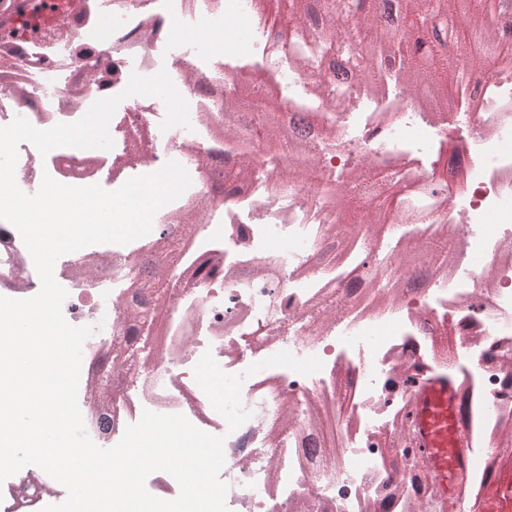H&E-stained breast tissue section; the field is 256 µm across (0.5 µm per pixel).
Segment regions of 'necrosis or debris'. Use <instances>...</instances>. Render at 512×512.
<instances>
[{
	"label": "necrosis or debris",
	"mask_w": 512,
	"mask_h": 512,
	"mask_svg": "<svg viewBox=\"0 0 512 512\" xmlns=\"http://www.w3.org/2000/svg\"><path fill=\"white\" fill-rule=\"evenodd\" d=\"M274 0H69L34 30L35 0H0V126L17 115L36 128L79 120L98 99L122 92L132 69L159 71L156 54L179 32L209 40L219 21L246 23L265 86L294 94L278 115L311 116L316 178L287 177L299 164L283 144L227 129L226 91L239 68L179 57L167 73L196 114L192 131L162 129L166 113L141 100L114 113L111 149L18 146L21 190L43 174L72 186H109L180 164L191 184L160 207L150 232L126 245L95 244L60 257L54 277L74 326L98 325L83 346L78 404L88 435L115 446L143 411L183 414L224 437L229 512H466L484 502L512 448V64L476 78L463 112L464 182L447 179L448 124L413 116L399 84L378 98L358 87L312 92L327 68L300 67L295 33L274 31ZM267 169L228 192L206 174L216 157ZM398 172L404 191L365 238L341 233L320 190L357 164ZM419 223L404 222L408 210ZM498 214L502 223L483 218ZM154 257V318L129 297L135 261ZM40 280L15 227L0 234V296L27 299ZM320 359L302 375L266 366L281 351ZM211 353L243 376L250 419L229 431L194 379ZM471 460L454 503L442 502L412 423L415 383L448 368ZM33 468L0 483L10 512L62 497Z\"/></svg>",
	"instance_id": "1"
}]
</instances>
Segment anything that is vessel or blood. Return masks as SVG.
I'll use <instances>...</instances> for the list:
<instances>
[{"instance_id":"vessel-or-blood-1","label":"vessel or blood","mask_w":512,"mask_h":512,"mask_svg":"<svg viewBox=\"0 0 512 512\" xmlns=\"http://www.w3.org/2000/svg\"><path fill=\"white\" fill-rule=\"evenodd\" d=\"M448 374L423 381L415 390L413 421L419 446L436 476L438 490L450 495L458 475L466 470L468 459L457 455L461 435L455 424V402ZM498 512H512V465L503 471L499 484L491 491Z\"/></svg>"}]
</instances>
